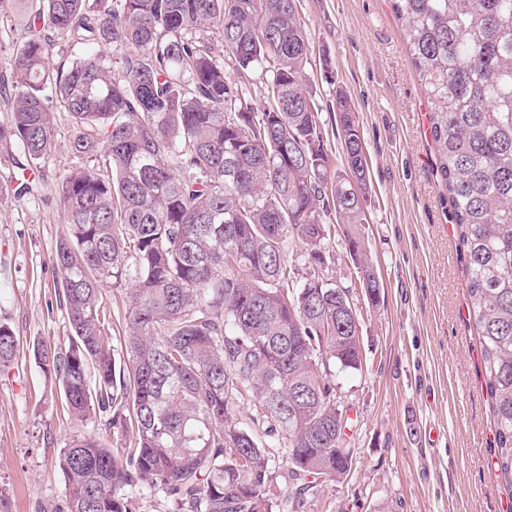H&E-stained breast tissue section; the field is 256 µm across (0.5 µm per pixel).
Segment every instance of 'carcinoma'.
Masks as SVG:
<instances>
[{
  "mask_svg": "<svg viewBox=\"0 0 512 512\" xmlns=\"http://www.w3.org/2000/svg\"><path fill=\"white\" fill-rule=\"evenodd\" d=\"M27 2L24 41L4 49L0 144L45 166L65 112L85 162L20 188L54 191L65 221L52 261L70 335L33 355L73 417L106 413L135 431L120 458L93 435L61 449L63 512H131L140 492L178 512H276L278 448L299 512L316 480L350 468L351 407H336L335 376L363 368L350 290L326 274L332 235L369 304L383 283L365 237L359 121L338 93L344 164L331 169L297 0ZM393 3L466 251L497 477L512 496V0ZM62 42L78 55L55 68ZM246 73L268 80L261 109ZM108 287L129 294L120 376L103 334ZM17 351L0 323V367Z\"/></svg>",
  "mask_w": 512,
  "mask_h": 512,
  "instance_id": "1",
  "label": "carcinoma"
}]
</instances>
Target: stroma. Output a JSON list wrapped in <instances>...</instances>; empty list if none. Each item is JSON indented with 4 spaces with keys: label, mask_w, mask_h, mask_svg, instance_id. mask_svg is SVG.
Segmentation results:
<instances>
[{
    "label": "stroma",
    "mask_w": 512,
    "mask_h": 512,
    "mask_svg": "<svg viewBox=\"0 0 512 512\" xmlns=\"http://www.w3.org/2000/svg\"><path fill=\"white\" fill-rule=\"evenodd\" d=\"M311 34L310 82L332 168L344 157L336 95L351 100L369 165L368 241L383 281L368 305L343 238L328 275L350 288L362 314L361 372L336 379V402L353 419L352 466L318 483L302 512H512L492 458L494 423L480 348L467 327L465 252L437 150L424 91L391 0H301ZM23 156L0 145V323L19 351L0 367V512H58L66 482L58 455L77 435H95L121 454L131 435L103 419L65 412L59 385L35 362L37 340H65L61 275L51 258L65 224L60 201L20 192ZM104 334L123 364L125 292L104 294Z\"/></svg>",
    "instance_id": "1"
}]
</instances>
